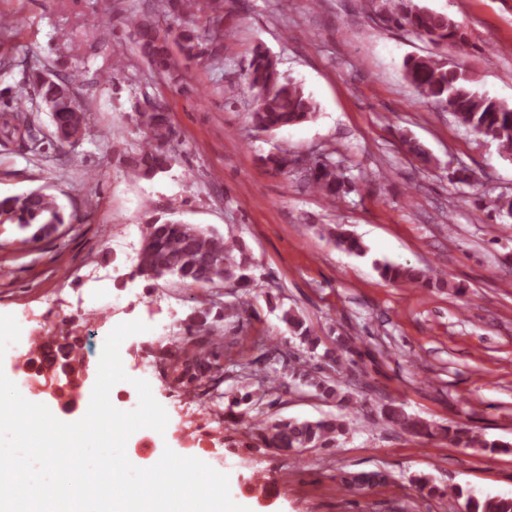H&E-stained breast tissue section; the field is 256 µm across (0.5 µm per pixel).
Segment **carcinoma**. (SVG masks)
I'll return each mask as SVG.
<instances>
[{"label":"carcinoma","instance_id":"1","mask_svg":"<svg viewBox=\"0 0 512 512\" xmlns=\"http://www.w3.org/2000/svg\"><path fill=\"white\" fill-rule=\"evenodd\" d=\"M210 25L207 37L191 26L162 30L147 18L129 20V25L142 54L162 74L177 68L170 51L175 42L181 55L188 59L202 56V42L207 40L218 47L224 41V0H209L206 4ZM383 21L393 24L435 46H464L465 33L451 17L431 10L419 0H384ZM404 73L419 94L453 114L478 138L498 144L500 153L512 157V104L481 93L475 89L473 78L451 62L431 56H408L403 63ZM249 86L254 91L251 112L252 127L262 132H273L313 120L318 103L301 84L280 75L275 60L265 51L253 55L247 73ZM77 78H62L46 70L36 71L28 78L27 87L0 105V140L13 142L26 151L41 153L46 139L33 120V112L44 109L53 123L51 137L58 156H65V147L73 146L90 132L88 113L76 95ZM148 128L134 167L146 178L168 172L175 163L172 143L175 131L166 112L154 106L142 113ZM305 178L324 199L334 203L355 190L356 177L349 169L327 157L316 158L304 170ZM56 198L43 190L0 197V224H12L30 236L25 243H35L55 233L64 224L73 223ZM323 233L344 251L362 257L367 247L357 236L341 229V225L326 224ZM145 237L149 243L140 247L133 275L147 282L158 283L174 279L189 288L218 286L230 291L237 301L224 305L217 312L211 307L193 311L188 318V330L206 337L193 351L190 367L205 372L212 368L217 350L223 346L224 336L217 323L238 317L251 308L244 299L256 287L252 273L253 263L246 247L235 238H226L209 228L189 227L174 218H156L147 224ZM379 274L388 280L421 287H433V278L424 270L390 263H375ZM282 322L305 345L315 351L321 338L296 312L287 309ZM359 354L354 338H338L336 352L326 351L323 358L336 364V372H352ZM268 358L282 362V369H273L265 376L271 389L290 386L301 380L314 387L320 395L336 400L345 409L353 410L362 402L361 392H344L339 383L324 373V368H309L296 355L283 358L273 349ZM382 418L391 426L408 434L434 438L440 436L459 448H473L498 452L512 447L505 441L486 440L460 426H436L408 413L393 403L380 408ZM348 433L343 417L298 421L291 418L266 419L259 435L268 448L298 454L311 448H333L338 437ZM387 476L381 471L350 474L341 479L344 489L364 491L384 483ZM414 485L419 493L448 497V507L459 512H512V498L486 497L479 499L461 487L448 492L439 490L427 477H418Z\"/></svg>","mask_w":512,"mask_h":512}]
</instances>
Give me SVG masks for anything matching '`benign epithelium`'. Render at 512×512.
<instances>
[{"label": "benign epithelium", "mask_w": 512, "mask_h": 512, "mask_svg": "<svg viewBox=\"0 0 512 512\" xmlns=\"http://www.w3.org/2000/svg\"><path fill=\"white\" fill-rule=\"evenodd\" d=\"M12 371L32 395L56 402L66 415L77 413L83 392L94 382L87 364L68 360L61 353L50 368L22 354L13 360Z\"/></svg>", "instance_id": "obj_1"}]
</instances>
